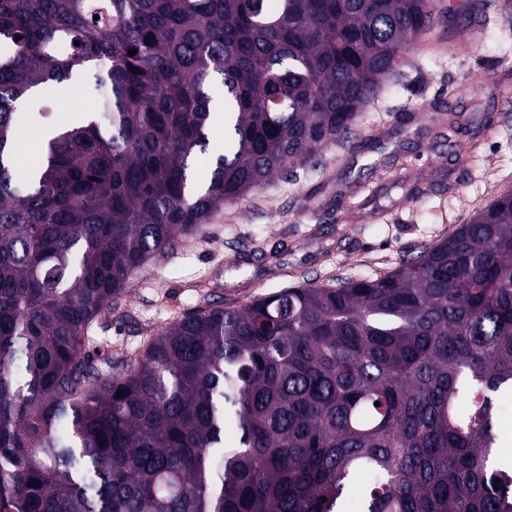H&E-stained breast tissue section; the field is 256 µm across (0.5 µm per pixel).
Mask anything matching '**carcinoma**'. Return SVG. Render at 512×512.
Here are the masks:
<instances>
[{
    "mask_svg": "<svg viewBox=\"0 0 512 512\" xmlns=\"http://www.w3.org/2000/svg\"><path fill=\"white\" fill-rule=\"evenodd\" d=\"M440 21L431 0H0V512H345L363 473L362 512H512L511 191L385 275L209 302L129 362L87 352L177 237L350 139ZM87 75L95 109L23 107ZM495 403L497 406V424L496 433L499 435L505 429H512V392H499L495 395Z\"/></svg>",
    "mask_w": 512,
    "mask_h": 512,
    "instance_id": "obj_1",
    "label": "carcinoma"
}]
</instances>
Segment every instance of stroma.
<instances>
[{
    "mask_svg": "<svg viewBox=\"0 0 512 512\" xmlns=\"http://www.w3.org/2000/svg\"><path fill=\"white\" fill-rule=\"evenodd\" d=\"M434 3L443 22L382 80L356 136L217 211L202 238L138 273L89 341L97 364L136 356L205 299L236 306L385 274L512 192V9L478 25L467 0ZM449 107L460 126L447 140L435 122Z\"/></svg>",
    "mask_w": 512,
    "mask_h": 512,
    "instance_id": "stroma-1",
    "label": "stroma"
}]
</instances>
